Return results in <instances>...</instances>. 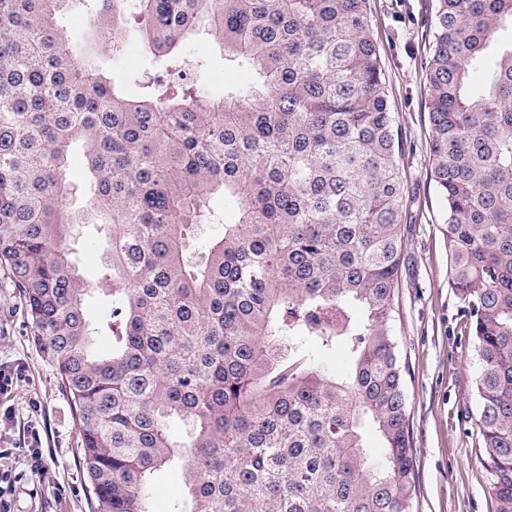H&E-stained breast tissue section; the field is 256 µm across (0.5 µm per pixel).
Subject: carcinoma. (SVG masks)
<instances>
[{"instance_id":"cac0c4a2","label":"carcinoma","mask_w":512,"mask_h":512,"mask_svg":"<svg viewBox=\"0 0 512 512\" xmlns=\"http://www.w3.org/2000/svg\"><path fill=\"white\" fill-rule=\"evenodd\" d=\"M70 2L0 0V267L70 398L94 512H154L165 466L188 474L168 512H413L393 330L402 140L370 0H136L155 64L139 98L117 80L128 0H102L92 19L108 74L63 25ZM201 26L250 74L218 100L181 68ZM430 27V180L481 364L490 493L512 512V39L499 37L512 0H433ZM77 144L91 196L74 212ZM75 224L108 226L106 355ZM204 224L220 228L204 237ZM338 346L344 376L320 359Z\"/></svg>"}]
</instances>
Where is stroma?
<instances>
[{
  "mask_svg": "<svg viewBox=\"0 0 512 512\" xmlns=\"http://www.w3.org/2000/svg\"><path fill=\"white\" fill-rule=\"evenodd\" d=\"M390 102L403 140L400 168L407 207L401 224V288L395 335L403 361L407 411L412 421L418 472L414 512H495L490 475L482 464V441L469 418L475 415L480 361L461 303L448 286V241L444 212L430 179L429 118L422 66L428 53L432 0H370ZM121 81L139 95L153 72L137 38L126 43ZM190 51L201 66L205 88L221 95L244 83L246 71L226 62L211 37L198 34ZM100 225L80 224L71 238L80 273L99 282ZM0 364L20 367L21 376L0 392V414L14 419L0 430V448L14 449L16 483L11 512H93L79 433L67 395L30 334L24 305L0 268ZM38 430L44 470H29L21 453L30 430Z\"/></svg>",
  "mask_w": 512,
  "mask_h": 512,
  "instance_id": "35a3bbf8",
  "label": "stroma"
}]
</instances>
